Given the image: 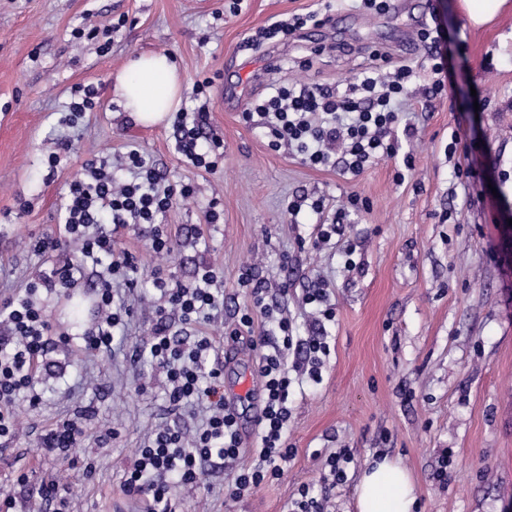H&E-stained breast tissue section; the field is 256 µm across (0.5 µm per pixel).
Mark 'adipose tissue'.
Returning a JSON list of instances; mask_svg holds the SVG:
<instances>
[{
    "mask_svg": "<svg viewBox=\"0 0 512 512\" xmlns=\"http://www.w3.org/2000/svg\"><path fill=\"white\" fill-rule=\"evenodd\" d=\"M114 91L127 112L144 125H157L178 110L183 79L166 54L130 60L116 75ZM417 498L407 470L382 460L365 468L357 484L358 512H415Z\"/></svg>",
    "mask_w": 512,
    "mask_h": 512,
    "instance_id": "1",
    "label": "adipose tissue"
}]
</instances>
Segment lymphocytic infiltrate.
I'll list each match as a JSON object with an SVG mask.
<instances>
[{"label":"lymphocytic infiltrate","instance_id":"f902f5d3","mask_svg":"<svg viewBox=\"0 0 512 512\" xmlns=\"http://www.w3.org/2000/svg\"><path fill=\"white\" fill-rule=\"evenodd\" d=\"M330 0H318L317 7L304 14L273 21L244 40L242 47L252 50L266 42H287L307 26H321L330 19ZM416 39L428 50L434 80L432 95L445 88V37L438 27L422 26ZM370 63L345 90L328 88L316 82L295 79L272 83L270 93L249 101L241 114L245 124L260 122L268 131L271 150H288L313 168H341L360 175L370 164L401 158L395 170L396 181H405L414 168L412 154H399L400 137H412L414 125L405 123L402 107L411 99L410 88L416 72L407 64L393 63L390 56L372 50ZM207 105L193 112L176 113L173 128L176 149L190 168L215 171L224 158L220 140H208ZM131 181L116 179L105 163L89 162L82 177L71 181L64 204V234L39 238L34 249L49 255L64 246H76L82 264L66 263L48 276L28 283L24 291L0 304V438H13L16 408L20 401L37 404V366L55 348L52 325L43 306L36 300L38 290L56 296L68 295L82 273L83 263L104 264L96 291L100 320L95 330L81 333L79 350L91 358L112 349L113 330L122 325L131 310L115 288V281L134 287L139 262L131 252L117 250L111 232L101 230L99 216L109 213L113 224L133 225L149 245L151 253L171 256L175 241L157 219L177 199L189 198L190 184H167L154 160L139 149L128 150L121 160ZM309 209L321 218L314 247L329 243L347 210L329 212L325 198L300 196L289 202L287 212L295 217ZM160 303L155 307L156 323L147 346L166 377V394L172 410L200 411L202 419L192 436L175 426L162 424L140 448L133 466L126 472L122 492L130 501L146 504V512H169V492L175 486L199 484L206 466L222 460L233 476L224 484V497L238 500L262 485L280 479L288 469L294 451L287 431L291 410L288 400L294 379L287 365L289 353L303 355L311 380L321 378L323 357L329 356L326 336L315 334L300 338L285 317L276 319V340L260 337L258 373L262 381L264 406L257 420L255 446L250 464L239 465L243 453L236 414L226 406L221 362H209L213 340L208 334L180 338L170 332V313H178L189 325L214 323L224 307V291L213 269H205L190 285L171 283L161 270L152 272ZM241 283L248 287L250 304L236 314L227 333L238 338L242 329L251 328L255 314L272 316L269 290L253 283L250 272H243Z\"/></svg>","mask_w":512,"mask_h":512}]
</instances>
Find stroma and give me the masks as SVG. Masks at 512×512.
<instances>
[{"label": "stroma", "instance_id": "35a3bbf8", "mask_svg": "<svg viewBox=\"0 0 512 512\" xmlns=\"http://www.w3.org/2000/svg\"><path fill=\"white\" fill-rule=\"evenodd\" d=\"M316 0H0V299L50 273L58 260L29 249L31 240L59 233L68 186L87 160L115 161L137 146L158 163L170 183L187 182L191 198L178 200L162 222L175 237L166 262L173 281L189 284L212 267L223 277L230 323L248 304L239 284L243 267L265 286L288 282L279 306L308 336L311 308L303 298L317 279L332 289L335 321L326 323L330 354L320 383L303 382L289 399L288 442L295 456L285 475L250 496L225 500L230 477L209 468L195 486L174 489L171 512H287L300 484L328 496L332 512H356V485L377 456L398 461L411 475L418 512H504L512 502V252L505 224L512 219V32L506 14L479 32L462 31L457 0H394L388 13L370 16L351 0H334L325 25L306 27L295 40L240 50L244 38L272 18L313 9ZM435 21L446 37L448 83L426 97L429 62L415 45L421 23ZM86 31L77 40L74 29ZM382 47L416 70L410 178L393 179L381 160L359 176L315 169L288 152L272 151L263 129L245 125L235 90L264 96L271 82H288L297 58L311 56L310 81L345 89ZM174 56L185 81L182 109L194 106L193 87L211 79L209 130L224 145L217 171L186 167L171 123L140 124L112 96V75L141 53ZM91 86L98 98L76 126L64 118L75 90ZM471 146L485 188L464 190L448 157L451 141ZM68 150H61V142ZM58 153L56 171L47 158ZM370 201L368 212L346 218L339 234L312 249L318 219L300 213L290 222L289 200L322 196L330 210L350 194ZM220 224L205 222L212 199ZM118 248L142 264L137 290L125 292L132 316L114 353L81 360L65 346L38 371L43 392L36 406L21 404L16 439H0V500L12 512H46L39 492L55 479L69 490L68 512H135L121 492L125 472L158 423L196 428L197 417L174 416L164 375L151 362H131L153 317L141 309L157 263L133 228L114 234ZM353 248L355 270L344 267ZM95 267L71 296L47 301L55 333L93 327ZM255 316L252 332L231 340L212 334L223 359L224 399L239 414L243 447H252L262 407L259 353L251 336L270 333ZM94 409V427L61 456L43 455L39 441L60 420ZM119 431L108 447L100 431ZM348 449V478L332 486L325 457Z\"/></svg>", "mask_w": 512, "mask_h": 512}]
</instances>
